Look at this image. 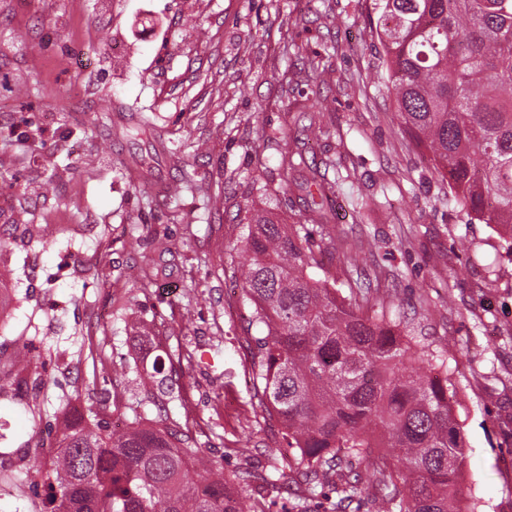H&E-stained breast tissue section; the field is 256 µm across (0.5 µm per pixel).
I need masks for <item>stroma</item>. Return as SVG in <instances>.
<instances>
[{"instance_id":"obj_1","label":"stroma","mask_w":512,"mask_h":512,"mask_svg":"<svg viewBox=\"0 0 512 512\" xmlns=\"http://www.w3.org/2000/svg\"><path fill=\"white\" fill-rule=\"evenodd\" d=\"M369 5L0 0V177L55 185L45 197L0 191V225L25 208L48 240L6 256L18 300L0 319V347L32 340L51 379L40 416L0 400V453H40L64 398H109L115 429L136 407L155 417L135 378L170 355L181 368L161 404L193 422L215 471L287 462L254 394L245 339L262 330L242 301L241 241L247 209L301 221L277 165L314 122L329 132L312 141L315 159L336 163L335 221L363 242L331 272L376 279L413 334L447 343L463 496L474 512H512V262L496 260L491 226L462 224L446 182L393 121ZM118 106L150 131L106 149L90 120ZM187 170L223 192V208L171 195ZM157 237L178 251L155 257L147 283L129 281ZM89 265L109 280L88 278Z\"/></svg>"}]
</instances>
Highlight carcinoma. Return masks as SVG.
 <instances>
[{
	"label": "carcinoma",
	"instance_id": "obj_1",
	"mask_svg": "<svg viewBox=\"0 0 512 512\" xmlns=\"http://www.w3.org/2000/svg\"><path fill=\"white\" fill-rule=\"evenodd\" d=\"M371 36L382 49L397 124L448 185V205L466 224H488L512 257V0H372ZM305 151L288 147L279 170L306 171L304 221L284 224L267 210L247 218L243 302L262 336L249 339L256 394L280 426L288 468L228 477L210 473L189 423L163 414L103 425L107 402L61 408L53 450L25 460L47 489L40 512H276L251 481L302 485L286 512H471L460 494L466 443L448 387V347L405 333L379 288L336 287L324 258L347 244L328 206L339 183ZM26 211L0 229V255L41 245ZM15 296L0 271V314ZM46 362L26 341L0 351V398L19 403L42 389Z\"/></svg>",
	"mask_w": 512,
	"mask_h": 512
}]
</instances>
